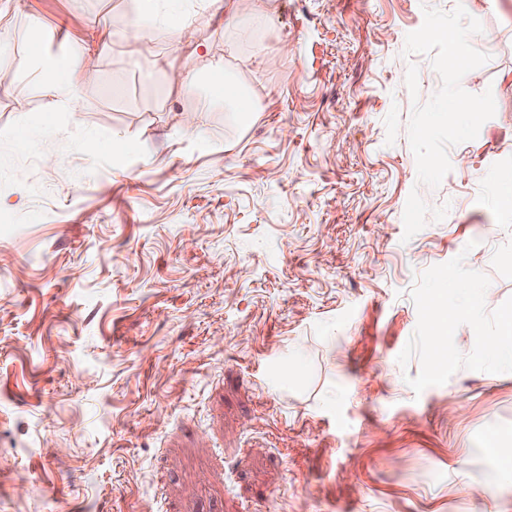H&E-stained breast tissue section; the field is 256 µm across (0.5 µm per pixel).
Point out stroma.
<instances>
[{
    "label": "stroma",
    "instance_id": "1",
    "mask_svg": "<svg viewBox=\"0 0 512 512\" xmlns=\"http://www.w3.org/2000/svg\"><path fill=\"white\" fill-rule=\"evenodd\" d=\"M459 4L496 113L431 188L408 120L440 77L403 49ZM158 13L0 0V512H512V0ZM80 47L51 108L35 55ZM414 190L449 211L407 240ZM210 77L215 86L224 90L225 106H234L236 112H253L243 88L227 75L222 63H217L211 67Z\"/></svg>",
    "mask_w": 512,
    "mask_h": 512
}]
</instances>
